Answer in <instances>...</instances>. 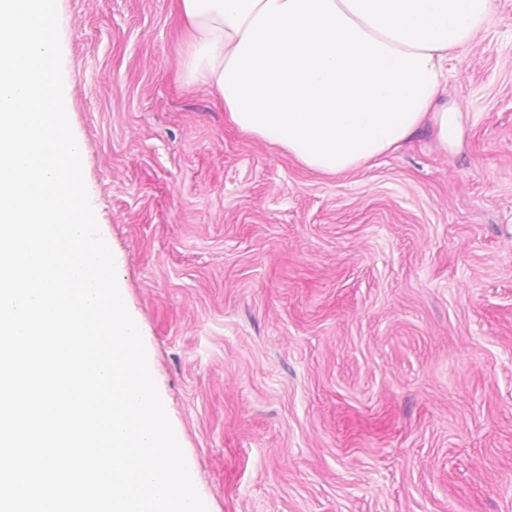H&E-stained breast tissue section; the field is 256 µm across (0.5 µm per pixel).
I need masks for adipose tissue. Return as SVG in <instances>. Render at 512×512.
I'll return each mask as SVG.
<instances>
[{
	"label": "adipose tissue",
	"instance_id": "1",
	"mask_svg": "<svg viewBox=\"0 0 512 512\" xmlns=\"http://www.w3.org/2000/svg\"><path fill=\"white\" fill-rule=\"evenodd\" d=\"M492 0H181L190 81L248 134L343 174L431 126L458 149L466 115L441 100L448 60Z\"/></svg>",
	"mask_w": 512,
	"mask_h": 512
}]
</instances>
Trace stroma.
Segmentation results:
<instances>
[{
	"label": "stroma",
	"instance_id": "obj_1",
	"mask_svg": "<svg viewBox=\"0 0 512 512\" xmlns=\"http://www.w3.org/2000/svg\"><path fill=\"white\" fill-rule=\"evenodd\" d=\"M68 121L207 512H512V0L339 175L190 83L179 0H57Z\"/></svg>",
	"mask_w": 512,
	"mask_h": 512
}]
</instances>
